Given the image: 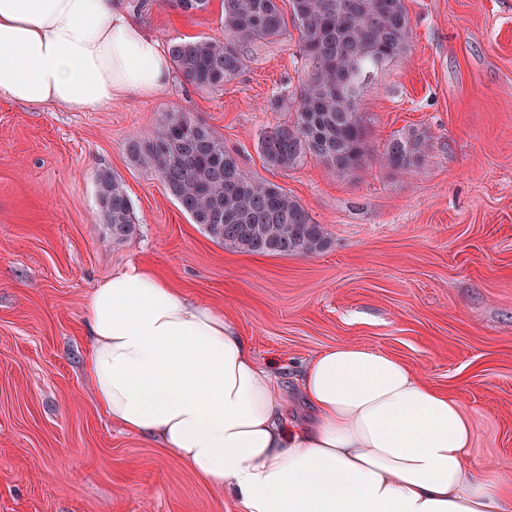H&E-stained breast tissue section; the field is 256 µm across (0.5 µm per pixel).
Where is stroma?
I'll list each match as a JSON object with an SVG mask.
<instances>
[{"label":"stroma","mask_w":512,"mask_h":512,"mask_svg":"<svg viewBox=\"0 0 512 512\" xmlns=\"http://www.w3.org/2000/svg\"><path fill=\"white\" fill-rule=\"evenodd\" d=\"M162 45L219 35L221 0H117ZM410 49L366 86L370 155L340 176L315 159L266 164L259 138L290 122L273 103L308 71L299 33L251 45L235 79L199 89L173 75L149 99L73 112L0 99V512H239L166 449L99 410L84 371L91 290L137 265L223 310L306 417L296 376L341 344L392 354L447 389L469 419L470 461L512 482V0H405ZM212 127L243 172L282 186L328 233L310 256L224 249L135 165L130 140L162 112ZM430 138L398 172L395 135ZM119 177L136 228L104 237L97 175ZM429 136L418 130L392 137L383 152V161L396 170L420 168L427 157Z\"/></svg>","instance_id":"stroma-1"}]
</instances>
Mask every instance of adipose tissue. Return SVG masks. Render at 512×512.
I'll return each instance as SVG.
<instances>
[{"label": "adipose tissue", "mask_w": 512, "mask_h": 512, "mask_svg": "<svg viewBox=\"0 0 512 512\" xmlns=\"http://www.w3.org/2000/svg\"><path fill=\"white\" fill-rule=\"evenodd\" d=\"M170 79L160 42L114 0H0V97L82 112ZM84 318L100 409L240 512H512V483L469 463L473 428L455 398L392 355L316 353L298 377L310 417L295 422L223 311L152 269L98 284Z\"/></svg>", "instance_id": "1"}]
</instances>
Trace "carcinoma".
<instances>
[{"label": "carcinoma", "instance_id": "cac0c4a2", "mask_svg": "<svg viewBox=\"0 0 512 512\" xmlns=\"http://www.w3.org/2000/svg\"><path fill=\"white\" fill-rule=\"evenodd\" d=\"M309 70L276 99L295 105L292 121L259 139L265 162L292 169L306 158L340 175L362 168L369 155L359 100L386 65L406 55L410 19L404 0H289ZM222 31L170 45L173 67L200 88H218L244 68L245 49L286 33L278 0H221ZM429 136L418 130L392 137L383 161L396 170L421 167ZM131 160L157 175L166 190L214 241L244 253L309 256L327 245L323 225L283 187L250 178L215 130L187 112H164L157 134L128 145ZM103 224L114 241L135 231L122 183L108 170L97 176Z\"/></svg>", "mask_w": 512, "mask_h": 512}]
</instances>
